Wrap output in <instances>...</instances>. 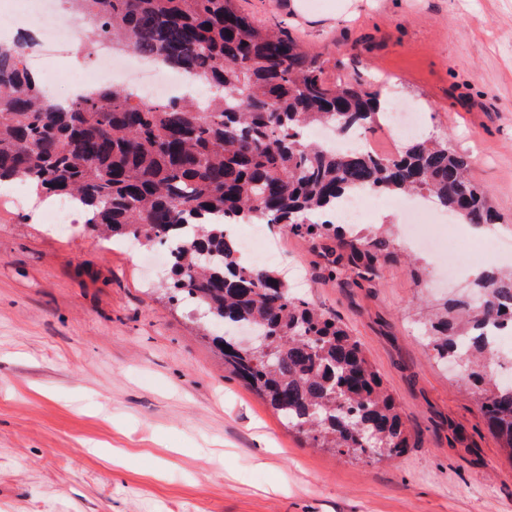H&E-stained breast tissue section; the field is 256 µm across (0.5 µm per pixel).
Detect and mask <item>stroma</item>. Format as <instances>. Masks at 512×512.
Masks as SVG:
<instances>
[{"mask_svg":"<svg viewBox=\"0 0 512 512\" xmlns=\"http://www.w3.org/2000/svg\"><path fill=\"white\" fill-rule=\"evenodd\" d=\"M361 74L384 108L424 116L422 136L472 157L512 225V0H236ZM401 219L379 275L329 276L324 248L268 234L283 277L361 342L413 445L371 462L311 447L224 367L201 312L169 302L159 248L65 232L32 203H0V512H512V456L463 372L420 339L427 307L468 291L409 251Z\"/></svg>","mask_w":512,"mask_h":512,"instance_id":"1","label":"stroma"}]
</instances>
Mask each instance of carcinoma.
Listing matches in <instances>:
<instances>
[{
    "label": "carcinoma",
    "mask_w": 512,
    "mask_h": 512,
    "mask_svg": "<svg viewBox=\"0 0 512 512\" xmlns=\"http://www.w3.org/2000/svg\"><path fill=\"white\" fill-rule=\"evenodd\" d=\"M82 17L136 52L194 76L212 111L172 99L148 105L100 86L66 105L50 97L20 47H0V182L87 206L99 236L144 246L177 239L164 288L211 323L272 338L271 354L226 349L224 367L315 448L373 461L398 458L410 434L361 344L336 314L281 291L278 274L239 259L227 224H265L313 240L334 237L378 276L390 241L348 233L330 218L363 191L430 199L475 227L501 222L469 176L467 154L418 135L391 156L311 143L305 131L371 133L384 120L378 93L331 80L325 61L288 35L253 22L235 0H71ZM475 291L429 320L427 345L462 359L491 429L512 456V384L486 371L488 330L512 322V268L477 277Z\"/></svg>",
    "instance_id": "obj_1"
}]
</instances>
